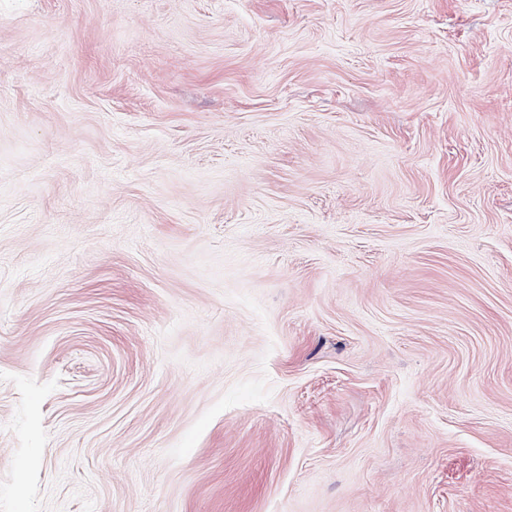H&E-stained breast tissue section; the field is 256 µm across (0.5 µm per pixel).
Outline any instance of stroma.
<instances>
[{
    "mask_svg": "<svg viewBox=\"0 0 512 512\" xmlns=\"http://www.w3.org/2000/svg\"><path fill=\"white\" fill-rule=\"evenodd\" d=\"M0 512H512V0H0Z\"/></svg>",
    "mask_w": 512,
    "mask_h": 512,
    "instance_id": "stroma-1",
    "label": "stroma"
}]
</instances>
